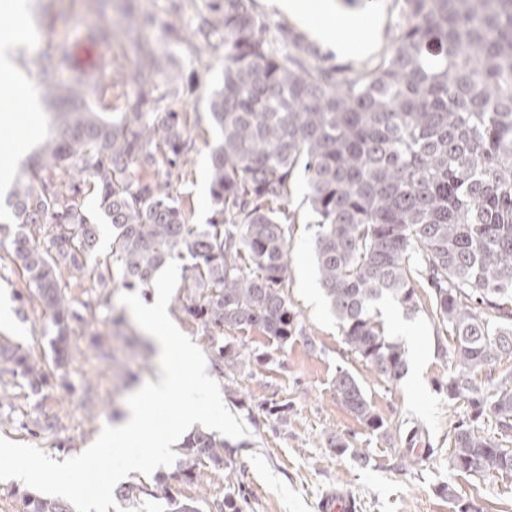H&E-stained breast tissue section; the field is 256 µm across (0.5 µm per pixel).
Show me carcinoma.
Wrapping results in <instances>:
<instances>
[{
  "mask_svg": "<svg viewBox=\"0 0 512 512\" xmlns=\"http://www.w3.org/2000/svg\"><path fill=\"white\" fill-rule=\"evenodd\" d=\"M255 0H207L196 35L224 46V79L209 102L220 141L210 152L214 218L189 224L170 179H182L195 149L180 112H146L169 60L133 39L143 56L126 111L109 117L90 101L99 85L83 75L55 80L47 55L43 95L56 109L7 200L15 230L12 262L33 285L56 329L52 362L67 369L69 321L78 318L60 278L89 271L98 287L148 293L172 259L195 260L184 277L181 311L200 325L222 377L258 356L224 343V329L256 327L281 346H313L288 297L287 208L298 174L319 217V281L344 343L388 381L406 372L403 345L387 334L377 304L421 312L436 334L451 335L454 372L442 389L464 399L449 468L483 478L495 450L512 457V372L495 383L480 373L512 356V0H394L392 46L370 68L324 63L304 36L271 32ZM164 173L167 182L158 181ZM96 203L97 215L86 205ZM112 227L98 253L95 218ZM426 293L429 304L421 303ZM37 394L45 361L0 336V374ZM341 402L368 428L391 435L359 380L336 371ZM495 420L498 436L484 433ZM228 444L203 429L180 445L171 478L194 484L201 465L224 472ZM114 498L143 499L165 512H244L229 493L203 510L178 497L163 476L121 484ZM18 512H75L33 492Z\"/></svg>",
  "mask_w": 512,
  "mask_h": 512,
  "instance_id": "cac0c4a2",
  "label": "carcinoma"
}]
</instances>
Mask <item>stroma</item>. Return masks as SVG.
<instances>
[{
    "label": "stroma",
    "instance_id": "stroma-1",
    "mask_svg": "<svg viewBox=\"0 0 512 512\" xmlns=\"http://www.w3.org/2000/svg\"><path fill=\"white\" fill-rule=\"evenodd\" d=\"M341 9L362 14L366 9L383 14L386 23L378 35L357 30V38L370 41L360 55L345 56L327 51L336 65H358L375 59L391 44L397 8L393 0H337ZM32 20L41 38L34 46L17 50L21 73L30 84L36 104H43L44 55L58 53L56 80L75 74L73 43L88 39L91 30L108 29L112 39L93 43L105 63L96 74L100 86L93 100L96 111L123 109L127 82L139 64L132 40L148 44L168 56L170 66L157 80L160 91L178 85L177 98L166 107L185 113L196 150L188 165L190 175L173 181L170 190L183 203L190 223L205 224L213 216L211 203V150L218 134L209 114L212 93L222 85L224 51L198 47L192 36L198 11L205 0H29ZM289 208L295 222L288 237V295L301 322L313 336L316 348L302 342L278 346L259 330H225L227 341L262 354L263 362L245 368L234 379H219L226 407L238 414L247 436L231 440L224 453L235 472V483L220 474H208L204 485L173 482L179 496L223 499L242 492L250 501L248 512H320L323 495L345 489L355 500V512H456L458 504L470 503L472 512H512V474L490 473L474 478L448 467L449 442L458 421L468 418L464 402H449L441 391L452 371L451 354L441 352L436 332L425 314L407 316L397 305L380 303L378 309L388 332L401 342L407 360H419L420 376H403L390 382L372 372L343 342L335 315L326 304L318 281L314 256L317 218L307 199L304 180H296ZM10 228L0 229V336L9 337L36 358L51 360L55 335L50 315L31 300L32 288L9 259ZM62 284L70 298L92 302L70 323L72 359L69 377L50 376L41 394L19 386L16 378L0 376V392L7 400L0 407V437L41 448L56 461L83 452L105 424L126 411L125 396L112 390L114 374L133 372L139 383L155 380L160 372L157 355L148 361L130 359L106 318L110 311H123L119 288H93L89 277L63 274ZM101 334L108 347L119 348L118 362L97 358L90 344L92 334ZM348 368L362 383L374 411L400 434L385 437L372 432L337 398L333 381L338 367ZM287 405L284 418L267 412L269 406ZM55 430L36 432L45 419ZM420 428L418 447L433 448L409 469L398 466L408 448V436ZM349 443L341 454L331 447L333 439ZM364 458L354 456V449ZM450 486L451 495L441 492Z\"/></svg>",
    "mask_w": 512,
    "mask_h": 512
}]
</instances>
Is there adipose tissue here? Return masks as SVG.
Wrapping results in <instances>:
<instances>
[{"mask_svg": "<svg viewBox=\"0 0 512 512\" xmlns=\"http://www.w3.org/2000/svg\"><path fill=\"white\" fill-rule=\"evenodd\" d=\"M271 4L308 29L326 47L342 55H355L365 49L364 43L351 36L355 28L364 26L374 32L381 24L380 18L375 15L358 16L341 12L336 0H271ZM0 9L14 20L10 30L0 31V109L20 99L26 103L17 124L16 136L0 135V185L3 186L10 183L14 176L8 165L9 160L40 130L42 117L38 107L29 103L28 86L12 57L16 42L31 33V16L26 0H0Z\"/></svg>", "mask_w": 512, "mask_h": 512, "instance_id": "adipose-tissue-1", "label": "adipose tissue"}]
</instances>
